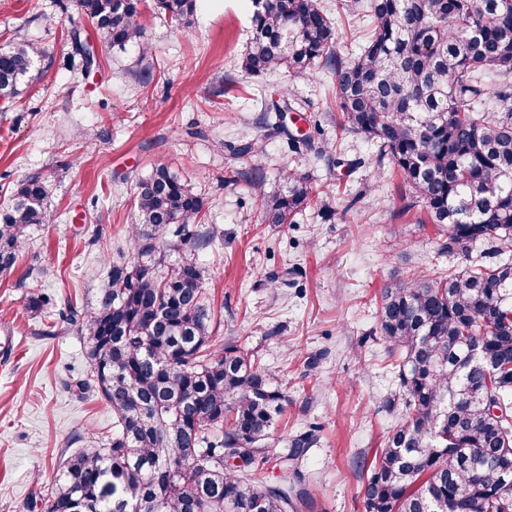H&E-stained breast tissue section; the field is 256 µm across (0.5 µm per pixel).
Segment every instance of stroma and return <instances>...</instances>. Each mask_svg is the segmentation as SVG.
I'll return each mask as SVG.
<instances>
[{
  "label": "stroma",
  "mask_w": 512,
  "mask_h": 512,
  "mask_svg": "<svg viewBox=\"0 0 512 512\" xmlns=\"http://www.w3.org/2000/svg\"><path fill=\"white\" fill-rule=\"evenodd\" d=\"M68 0H0V46L27 40L44 52L41 75L0 110V204L19 179L39 172L48 185L49 221L34 227L13 272L0 274V512H27L60 460L112 429L101 399L67 386L89 368L83 342L59 313L91 304L110 261L131 256L133 185L154 163L185 175L207 202L205 225L217 239L197 250L206 287L221 312L215 338L232 341L280 374L285 410L268 441L269 462L286 456L310 424L320 439L301 468L315 512H364L365 462L382 448L400 414L398 391L377 331L381 289L433 266L462 269L480 259L437 253L435 226L407 209L409 191L393 167L373 164L375 147L342 132L334 80L324 73L257 82L236 66L252 31L251 0H198L175 22L145 4L150 52L100 48L90 74L66 68ZM284 89L320 124L324 141L362 167L289 152L285 139L235 158L227 144L263 138L255 119L262 86ZM308 176L329 209H307L294 224H267L239 170L259 171L264 189L282 169ZM285 286L271 284V277ZM44 292L55 308L31 318L26 298Z\"/></svg>",
  "instance_id": "obj_1"
}]
</instances>
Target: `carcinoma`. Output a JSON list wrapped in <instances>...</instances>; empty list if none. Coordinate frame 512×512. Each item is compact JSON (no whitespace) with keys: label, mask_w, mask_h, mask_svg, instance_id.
I'll return each instance as SVG.
<instances>
[{"label":"carcinoma","mask_w":512,"mask_h":512,"mask_svg":"<svg viewBox=\"0 0 512 512\" xmlns=\"http://www.w3.org/2000/svg\"><path fill=\"white\" fill-rule=\"evenodd\" d=\"M139 0H75L93 40L71 22L68 67L88 72L92 44L142 54ZM345 17L366 14L359 52L335 50L341 32L321 0H266L237 65L260 80L275 73L334 77L339 126L373 142L374 162L394 165L420 205L442 227L438 252L468 255L492 244L498 261L460 271L412 273L385 286L380 333L398 379L390 406L401 419L369 466L365 512H512V0H338ZM175 21L197 0H156ZM43 52L29 41L0 47V100L23 92ZM264 98L265 137L284 135L293 153H327L312 135L282 124L295 108L286 92ZM283 186L254 199L268 224H294L325 207L306 176L282 171ZM131 258L111 262L94 303L63 321L77 328L89 372L74 380L112 410L102 447L62 463L51 488L29 509L44 512H300L292 461L316 443L313 425L291 442L267 476L265 440L288 401L282 379L258 358L213 339L217 324L192 251L211 244L201 230L204 198L164 164L136 179ZM47 185L20 180L0 207V274L14 270L27 231L47 222ZM51 305L27 297L36 317ZM483 346L484 364L471 362ZM451 452H446V449Z\"/></svg>","instance_id":"obj_1"}]
</instances>
